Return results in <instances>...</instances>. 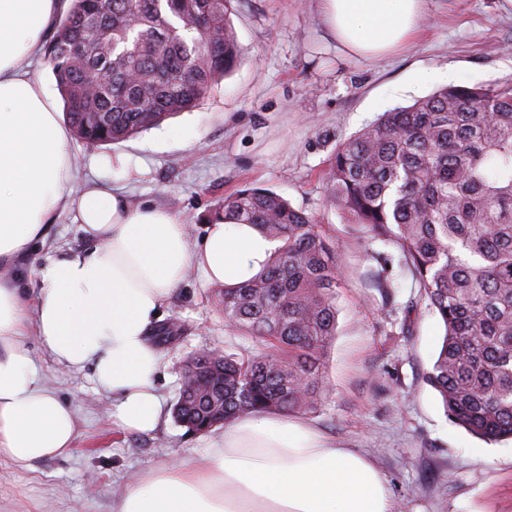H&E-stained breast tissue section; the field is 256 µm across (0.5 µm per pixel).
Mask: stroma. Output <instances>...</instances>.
Wrapping results in <instances>:
<instances>
[{
  "label": "stroma",
  "mask_w": 512,
  "mask_h": 512,
  "mask_svg": "<svg viewBox=\"0 0 512 512\" xmlns=\"http://www.w3.org/2000/svg\"><path fill=\"white\" fill-rule=\"evenodd\" d=\"M242 55L199 108L123 142L70 139L72 197L100 188L133 203L177 211L200 240L216 202L246 185L271 189L325 224L348 257L337 290L336 335L325 352L330 384L309 422L340 448H357L383 473L397 512H512V440L489 442L446 416L427 383L444 329L399 266L372 246L327 199V160L336 145L383 112L437 88L488 86L512 78V8L503 0H427L417 35L376 58L348 52L323 17L322 0H237ZM74 211L63 212L27 267L84 248ZM213 284L192 273L164 308L186 325L181 344L161 349L156 390L165 414L148 433L112 422V397L91 369L59 365L29 336L50 388L71 404L77 438L68 456L21 468L0 457V512H113L146 471L193 463L210 437L171 413L186 353L241 354L250 337L224 324Z\"/></svg>",
  "instance_id": "stroma-1"
}]
</instances>
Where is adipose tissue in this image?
<instances>
[{
	"label": "adipose tissue",
	"instance_id": "1",
	"mask_svg": "<svg viewBox=\"0 0 512 512\" xmlns=\"http://www.w3.org/2000/svg\"><path fill=\"white\" fill-rule=\"evenodd\" d=\"M351 53L374 58L414 37L426 0H323ZM68 0H0V455L26 466L67 454L71 404L39 373L27 342L35 327L54 360L91 368L112 416L151 431L163 406L161 358L150 335L189 271L237 284L258 273L275 242L247 224L207 225L193 241L181 217L86 191L72 201L69 132L41 82L24 68ZM76 209L88 248L24 266L59 214ZM389 485L362 452L339 448L301 418L238 417L190 465L148 471L114 512H394Z\"/></svg>",
	"mask_w": 512,
	"mask_h": 512
}]
</instances>
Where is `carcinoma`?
I'll return each instance as SVG.
<instances>
[{"label":"carcinoma","mask_w":512,"mask_h":512,"mask_svg":"<svg viewBox=\"0 0 512 512\" xmlns=\"http://www.w3.org/2000/svg\"><path fill=\"white\" fill-rule=\"evenodd\" d=\"M234 0H72L46 54L75 135L115 144L199 107L241 47ZM328 201L398 261L444 335L427 383L448 419L512 438V79L445 86L338 144ZM251 224L278 243L247 282L223 286L225 326L247 355L191 353L175 418L228 424L263 411L317 412L336 336L343 255L313 215L266 188L219 201L210 222Z\"/></svg>","instance_id":"obj_1"}]
</instances>
